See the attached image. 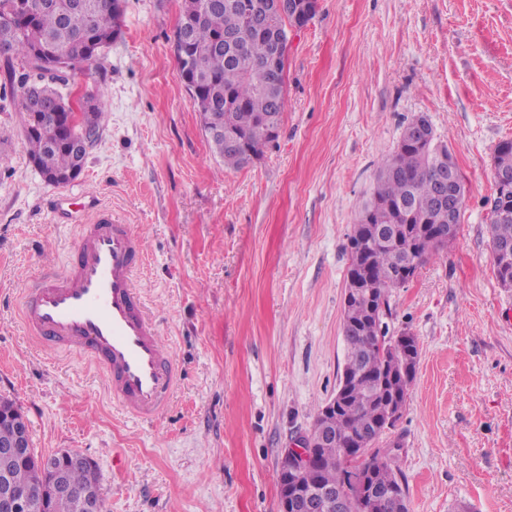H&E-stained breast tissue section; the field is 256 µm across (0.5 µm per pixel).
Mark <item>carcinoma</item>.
I'll return each mask as SVG.
<instances>
[{
    "label": "carcinoma",
    "instance_id": "obj_1",
    "mask_svg": "<svg viewBox=\"0 0 512 512\" xmlns=\"http://www.w3.org/2000/svg\"><path fill=\"white\" fill-rule=\"evenodd\" d=\"M117 0H0V48L10 52L7 63L18 59L22 71L11 69L0 89V100L19 98L25 115L29 158L42 171L64 175L83 169L86 153L80 147L81 126L69 120L74 108L63 90L86 65L112 45L121 34L122 9ZM242 0H183L180 18L188 21V41L179 50L177 75L189 73L195 85L192 99L199 112H209L213 122L230 124L238 132L235 146L224 136L208 138L212 151L227 168L240 169L263 156L274 141L270 125L280 127L285 108V62L288 54L286 0H248L263 15L264 25L246 29ZM236 36L234 44L224 37ZM66 54L71 71L66 76L36 64L49 54ZM448 146L437 142L430 120L422 115L403 129L397 149L380 167L371 198L358 211L348 237L350 260L355 245L365 243L364 264L377 299L389 306L393 274L406 265L418 268L448 247L456 234L440 237L432 226L441 223L436 205L440 166ZM494 172H512V141L501 142L493 157ZM493 265L499 283L512 288V261L496 257L503 245L512 247V219L490 225ZM363 309L343 306L344 362L355 366L357 380L345 396L341 411L321 421L336 433L337 443L360 436L373 426L381 409L393 396L405 400L414 381L415 365L402 354L379 343L374 329L365 326ZM341 447L324 448L319 464L301 482L342 485L352 470H362L370 481L397 485L406 493L397 465L376 454L343 463ZM44 456L32 453L21 459L0 452V474L6 472L16 487L40 503L45 472ZM64 489L50 500L49 512H109L101 493L87 507V470L57 459Z\"/></svg>",
    "mask_w": 512,
    "mask_h": 512
}]
</instances>
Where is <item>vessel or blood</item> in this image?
<instances>
[{
    "label": "vessel or blood",
    "instance_id": "vessel-or-blood-1",
    "mask_svg": "<svg viewBox=\"0 0 512 512\" xmlns=\"http://www.w3.org/2000/svg\"><path fill=\"white\" fill-rule=\"evenodd\" d=\"M74 221L76 257L64 271L46 269L32 280L22 327L43 352L65 347L89 357L106 372L114 401L153 420L174 393L178 369L136 285L143 240L92 195Z\"/></svg>",
    "mask_w": 512,
    "mask_h": 512
}]
</instances>
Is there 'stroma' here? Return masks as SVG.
Wrapping results in <instances>:
<instances>
[{
    "mask_svg": "<svg viewBox=\"0 0 512 512\" xmlns=\"http://www.w3.org/2000/svg\"><path fill=\"white\" fill-rule=\"evenodd\" d=\"M181 0H124L122 34L71 85L104 104L79 177L44 181L18 103L0 110V399L36 453L90 459L109 512H281L279 467L337 390L348 236L403 127L427 116L461 171L458 233L391 289L420 359L384 432L410 512H512V288L490 250L493 155L512 140V0H320L290 32L278 137L227 170L177 76ZM97 193L144 242L138 274L179 384L153 421L24 332L20 296L67 266L58 198Z\"/></svg>",
    "mask_w": 512,
    "mask_h": 512,
    "instance_id": "1",
    "label": "stroma"
}]
</instances>
